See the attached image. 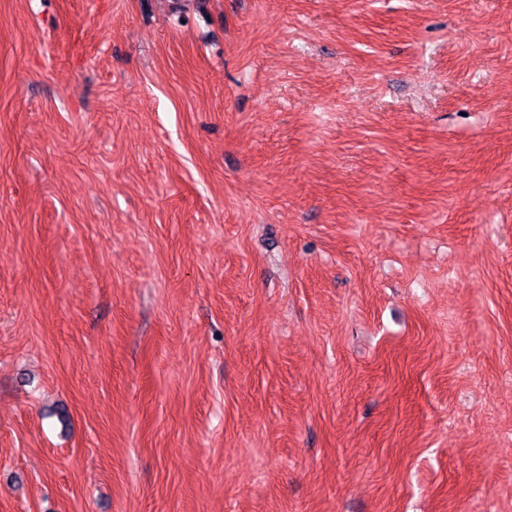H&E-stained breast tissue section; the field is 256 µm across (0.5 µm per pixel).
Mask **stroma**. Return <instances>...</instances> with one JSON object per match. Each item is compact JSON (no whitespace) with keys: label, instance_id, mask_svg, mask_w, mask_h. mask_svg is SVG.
Listing matches in <instances>:
<instances>
[{"label":"stroma","instance_id":"stroma-1","mask_svg":"<svg viewBox=\"0 0 512 512\" xmlns=\"http://www.w3.org/2000/svg\"><path fill=\"white\" fill-rule=\"evenodd\" d=\"M0 512H512V0H0Z\"/></svg>","mask_w":512,"mask_h":512}]
</instances>
